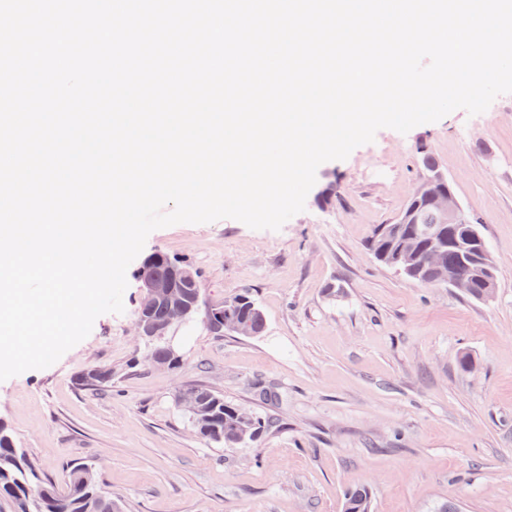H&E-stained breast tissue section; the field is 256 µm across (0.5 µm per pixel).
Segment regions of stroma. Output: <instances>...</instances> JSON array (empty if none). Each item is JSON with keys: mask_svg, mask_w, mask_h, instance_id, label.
<instances>
[{"mask_svg": "<svg viewBox=\"0 0 512 512\" xmlns=\"http://www.w3.org/2000/svg\"><path fill=\"white\" fill-rule=\"evenodd\" d=\"M421 145L481 222L492 301L407 280L365 248L415 193ZM316 184L335 185L332 204L308 193L280 230L180 223L142 250L195 268L205 301L252 292L263 335H217L197 318L174 335L179 368L150 364L133 332L136 259L123 313L99 316L52 366L0 382V423L41 475L60 485L68 462H88L123 512H343L361 487L370 512H512V94L475 116L380 129L321 164ZM98 365L111 385L80 388L78 372ZM196 383L273 427L233 448L204 442L174 399Z\"/></svg>", "mask_w": 512, "mask_h": 512, "instance_id": "1", "label": "stroma"}]
</instances>
